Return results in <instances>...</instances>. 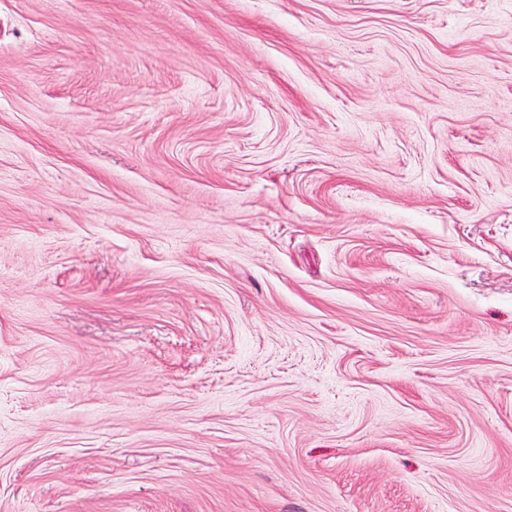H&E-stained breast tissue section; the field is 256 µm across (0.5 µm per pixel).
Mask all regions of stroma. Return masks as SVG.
<instances>
[{
    "label": "stroma",
    "instance_id": "35a3bbf8",
    "mask_svg": "<svg viewBox=\"0 0 512 512\" xmlns=\"http://www.w3.org/2000/svg\"><path fill=\"white\" fill-rule=\"evenodd\" d=\"M0 512H512V0H0Z\"/></svg>",
    "mask_w": 512,
    "mask_h": 512
}]
</instances>
